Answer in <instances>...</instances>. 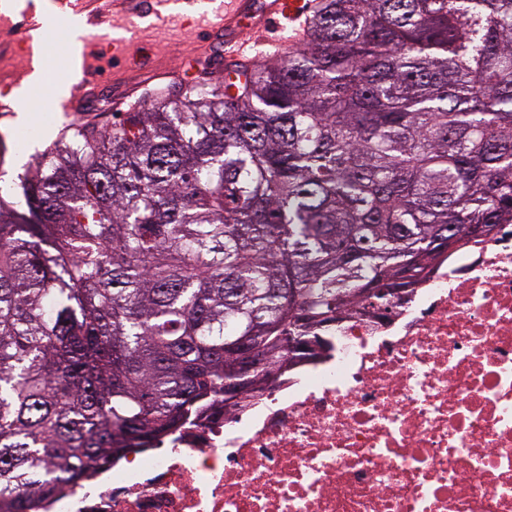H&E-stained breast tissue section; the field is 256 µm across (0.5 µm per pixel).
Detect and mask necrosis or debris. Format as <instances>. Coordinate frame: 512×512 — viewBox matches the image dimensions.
I'll return each mask as SVG.
<instances>
[{
	"instance_id": "obj_1",
	"label": "necrosis or debris",
	"mask_w": 512,
	"mask_h": 512,
	"mask_svg": "<svg viewBox=\"0 0 512 512\" xmlns=\"http://www.w3.org/2000/svg\"><path fill=\"white\" fill-rule=\"evenodd\" d=\"M249 415L130 449L46 512H512V225Z\"/></svg>"
}]
</instances>
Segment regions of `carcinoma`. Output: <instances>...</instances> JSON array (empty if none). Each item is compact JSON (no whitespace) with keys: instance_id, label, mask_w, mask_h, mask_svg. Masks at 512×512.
<instances>
[{"instance_id":"carcinoma-1","label":"carcinoma","mask_w":512,"mask_h":512,"mask_svg":"<svg viewBox=\"0 0 512 512\" xmlns=\"http://www.w3.org/2000/svg\"><path fill=\"white\" fill-rule=\"evenodd\" d=\"M288 55L63 128L0 187V500L215 408L355 288L512 224V0H313ZM236 360L237 380L224 385V398L242 396L243 390L240 383L250 384L255 380L257 371L266 368V358L261 348L256 343L247 340L238 341L233 347ZM244 394V393H243Z\"/></svg>"}]
</instances>
